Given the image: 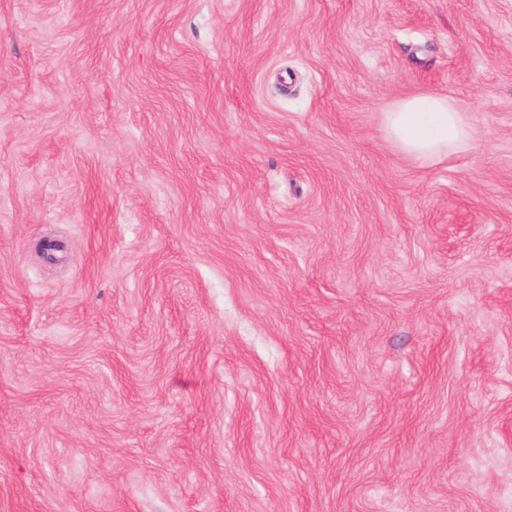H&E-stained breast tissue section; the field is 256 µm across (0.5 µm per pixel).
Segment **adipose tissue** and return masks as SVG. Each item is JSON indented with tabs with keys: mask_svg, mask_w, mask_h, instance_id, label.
Listing matches in <instances>:
<instances>
[{
	"mask_svg": "<svg viewBox=\"0 0 512 512\" xmlns=\"http://www.w3.org/2000/svg\"><path fill=\"white\" fill-rule=\"evenodd\" d=\"M384 122L404 152L423 160L464 150L473 134L459 105L433 93L399 101L385 113Z\"/></svg>",
	"mask_w": 512,
	"mask_h": 512,
	"instance_id": "1",
	"label": "adipose tissue"
}]
</instances>
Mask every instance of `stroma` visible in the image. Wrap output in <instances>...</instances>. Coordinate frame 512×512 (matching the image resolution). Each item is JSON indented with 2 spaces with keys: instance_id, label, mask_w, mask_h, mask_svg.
<instances>
[{
  "instance_id": "obj_1",
  "label": "stroma",
  "mask_w": 512,
  "mask_h": 512,
  "mask_svg": "<svg viewBox=\"0 0 512 512\" xmlns=\"http://www.w3.org/2000/svg\"><path fill=\"white\" fill-rule=\"evenodd\" d=\"M0 512H512V0H0ZM384 122L404 152L423 160L464 150L473 134L459 105L433 93L399 101L384 112Z\"/></svg>"
}]
</instances>
